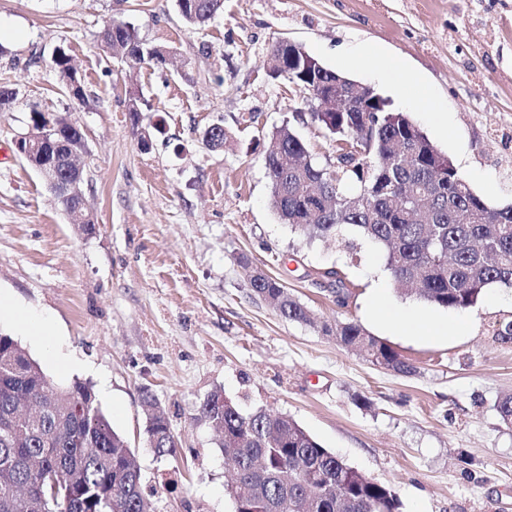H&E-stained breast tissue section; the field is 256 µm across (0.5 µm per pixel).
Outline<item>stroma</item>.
<instances>
[{
    "label": "stroma",
    "instance_id": "1",
    "mask_svg": "<svg viewBox=\"0 0 512 512\" xmlns=\"http://www.w3.org/2000/svg\"><path fill=\"white\" fill-rule=\"evenodd\" d=\"M115 20L145 45L174 48L175 63L131 68L106 57L99 33ZM280 39L375 87L475 194L512 206V0H224L193 29L176 0H0V87L16 94L0 112V331L56 385H93L135 455L149 512H234L224 453L199 413L215 389L245 409L291 416L390 487L401 512H512V428L497 411L512 394V339L494 333L512 320V288L491 287L461 312L438 308L397 291L379 247L364 242L351 256L282 223L264 164L268 133L289 121L322 166L333 167L335 153L324 130L299 120L302 94L269 74ZM368 46L393 75L351 65ZM59 47L78 69L83 100L64 91L51 64ZM410 77L424 97L396 91ZM35 111L66 116L85 133L93 230L69 223L15 153ZM213 124L229 133L218 151L201 139ZM254 269L316 318L357 321L415 374L374 366L279 316L253 294ZM329 269L338 282L325 278ZM380 296L449 322L447 334L397 332L374 311ZM19 310L47 318L74 368L22 331ZM147 392L178 441L163 458L145 431Z\"/></svg>",
    "mask_w": 512,
    "mask_h": 512
}]
</instances>
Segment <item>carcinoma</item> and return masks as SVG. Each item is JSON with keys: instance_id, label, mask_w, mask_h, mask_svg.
Here are the masks:
<instances>
[{"instance_id": "1", "label": "carcinoma", "mask_w": 512, "mask_h": 512, "mask_svg": "<svg viewBox=\"0 0 512 512\" xmlns=\"http://www.w3.org/2000/svg\"><path fill=\"white\" fill-rule=\"evenodd\" d=\"M224 0H177L190 26H201ZM112 58L161 64L166 46L144 47L128 23L114 21L100 35ZM281 65L273 73L300 93L327 96L340 73L322 67L305 77L303 47L282 39L273 45ZM54 68L69 84V55L56 49ZM348 112L336 113V164L326 170L288 122L267 135L265 168L271 203L294 232L346 252L367 241L386 250V266L400 291L425 303L460 310L493 285L512 288V208L491 209L459 176L405 112L374 88L353 86L343 95ZM364 133L363 153L342 143ZM84 138L60 120L57 131L27 163H49ZM253 293L281 317L311 324L363 353L373 365L411 375L416 367L388 343L354 321H314L307 306L279 281L250 279ZM159 403L146 392L147 433L157 457L177 440ZM200 414L220 430L218 446L234 472L227 484L234 512H400L389 487L345 467L292 417L258 407L250 412L216 389ZM60 477L53 499L45 472ZM144 512L140 470L124 436L98 406L92 385L79 379L55 385L11 335L0 332V512Z\"/></svg>"}]
</instances>
